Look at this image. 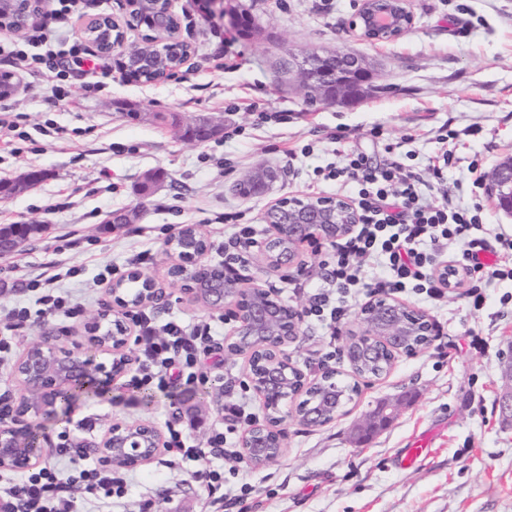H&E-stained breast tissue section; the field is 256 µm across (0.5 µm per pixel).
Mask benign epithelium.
Instances as JSON below:
<instances>
[{"instance_id": "1", "label": "benign epithelium", "mask_w": 512, "mask_h": 512, "mask_svg": "<svg viewBox=\"0 0 512 512\" xmlns=\"http://www.w3.org/2000/svg\"><path fill=\"white\" fill-rule=\"evenodd\" d=\"M202 9L217 11L229 17L233 26L239 25V13L224 5V0H197ZM129 10L123 22L107 17L90 21L80 31L87 40L107 30L105 44L109 52L122 46L123 28L142 27L140 0H128ZM157 17H171L174 26L159 38H150L151 54L141 63H131L130 54L118 58L122 71L135 79V68L154 65L159 71L152 82L164 81L175 75L177 69L165 68L171 52L180 60L190 55L189 45L181 38L180 25L173 0H155ZM26 23L38 19L46 22L44 0H26L23 15ZM415 24L409 0H357L348 19V29L356 37L376 46L396 42L408 34ZM304 85L322 86L327 92H342L350 84L370 76L362 60L342 57L338 52L315 55L306 60L302 71ZM491 187L497 193L500 208L512 214V160L497 166L491 176ZM269 239L260 246V255L273 270L288 269L298 258L301 247L308 242L333 243L349 234L359 222V215L347 200L333 197L283 198L263 214ZM270 243L282 244L272 249ZM171 264L168 275L183 286V293L192 302L211 311L234 307L236 326L224 340V349L242 357L256 394L264 407L275 416H265L252 423L240 441L242 456L251 465L260 466L264 454L265 436L273 434L283 443L282 425L290 418L303 419L310 426H323L336 420V401L330 400L310 409L298 402L310 387V379L288 357L285 348L300 335L302 311L285 303L279 295L259 285H244L241 280L224 272V265H209L203 259L210 249L194 224H184L167 241ZM127 278L138 281L142 288L131 298L124 291L125 280L112 284V328L102 329L100 321L88 326L90 347L109 356L106 363L58 342L54 334L28 347L15 361L12 375L21 383L25 395L17 404L0 412V470L27 471L36 467L40 455L31 442V422L55 418L64 406L74 402L64 393L84 392L105 396L112 385L127 376L134 364L130 351L132 329L125 313L134 308H145L155 303L153 280L134 269ZM370 311H362L352 340L374 356L376 345L388 342L393 354L405 353L403 337L409 335L410 324L424 321L428 335H434L429 316L397 300H378L368 304ZM399 404L392 403L381 411L367 414L357 425L354 439L362 442L386 428ZM161 429L151 421L115 422L107 428L91 452L103 462L133 467L154 460L164 449Z\"/></svg>"}]
</instances>
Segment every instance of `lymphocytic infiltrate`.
Masks as SVG:
<instances>
[{"instance_id": "obj_1", "label": "lymphocytic infiltrate", "mask_w": 512, "mask_h": 512, "mask_svg": "<svg viewBox=\"0 0 512 512\" xmlns=\"http://www.w3.org/2000/svg\"><path fill=\"white\" fill-rule=\"evenodd\" d=\"M0 58L42 77L61 101L70 95L67 81L75 72L100 79L112 75L99 56L87 52L79 40L55 38L39 27L24 41L0 40ZM447 166V154L436 155L430 164L432 178L426 181L417 173L404 171L398 161L375 166L364 154L351 151L344 154L342 165L323 169L324 180L352 188L360 221L351 234L331 243L321 282L303 310L304 320L325 325L335 338L355 313L361 297L411 292L440 302L447 284L436 276L435 268L443 259L457 274L475 276L477 283L487 288L505 276L506 266L512 264V239L494 237L480 211L449 199L443 180ZM375 267L380 270L376 276L371 273ZM131 321L142 348L129 387L165 392L208 382L200 359L219 347L210 326L169 321L158 328L138 312ZM167 447L201 462L200 475L214 490L221 488L223 478L210 469V460L239 454L223 432L214 433L206 447L199 448L182 430L174 429ZM77 488L95 498H119L126 491V479L96 465L70 476L53 467H38L19 482L0 488V512H77L78 499L73 494Z\"/></svg>"}]
</instances>
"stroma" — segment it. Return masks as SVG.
<instances>
[{"label": "stroma", "instance_id": "35a3bbf8", "mask_svg": "<svg viewBox=\"0 0 512 512\" xmlns=\"http://www.w3.org/2000/svg\"><path fill=\"white\" fill-rule=\"evenodd\" d=\"M248 8L264 33L236 43L239 68L209 69L223 36L234 35L227 20L205 14L196 0H174L181 36L191 56L175 77L156 84L128 80L115 65L100 89L71 80L72 95L58 100L45 82L17 75L7 102L21 116L25 138L15 151H0V186L22 174L41 172L25 192L0 194L1 224H35L39 230L14 254L0 258V336L12 356L55 331L64 344L83 342L85 327L111 304L110 281L98 280L106 265L132 270L134 254L151 249L142 271L163 297L145 314L160 323L211 322L224 339L232 316H219L190 302L167 271L166 243L180 225H197L211 249L208 261L224 259V230L215 218L242 212L264 239L262 215L283 197L349 198L347 189L322 181L317 171L341 162L344 151L386 158V144L406 168L430 176L429 163L442 150L452 162L445 174L448 193L465 206H479L485 223L512 235V216L489 191L490 175L512 158V0H410L413 30L398 41L375 46L346 29L355 0H233ZM339 51L366 61L371 75L363 92L340 103L308 104L299 86L297 63L309 54ZM279 112L286 122L255 126L254 112ZM222 118L224 132L202 143L183 140L169 122L172 113ZM447 143H440L441 131ZM296 154L294 172L281 161ZM258 166L278 172L270 189L244 198L234 191ZM140 208L136 224H110L113 213ZM325 249L306 246L300 268L273 272L259 251L246 256L240 274L277 289L288 303L306 306L308 290L323 274ZM63 260L61 286L83 307L75 320L31 316L7 332L8 313L46 292L37 283L50 262ZM471 279L452 288L440 306L414 294L403 301L428 314L439 333L413 355L399 356L382 378L355 379L346 358L332 367L342 380L357 381L360 393L334 423L310 427L284 424V449L272 465L255 468L242 459H215L224 475V498L216 500L198 475L199 463L169 452L128 468L123 497L89 504L88 512H238L242 485L253 488V512H512V420L501 406V369L512 358V278L486 289L481 306L466 293ZM480 336L484 352L470 347ZM328 338L302 329L288 356L309 376L321 375ZM204 390L176 389L144 398L128 387L111 398L83 396L50 421L32 426L42 461L67 472L75 463L56 456L60 433L91 445L115 421L149 420L161 430L195 414L187 430L206 445L224 429V403L244 399L257 416L262 400L253 390L243 358L219 352L207 362ZM403 407L382 432L355 446L351 431L381 402ZM431 430L429 453L411 467L396 458L410 439Z\"/></svg>", "mask_w": 512, "mask_h": 512}]
</instances>
